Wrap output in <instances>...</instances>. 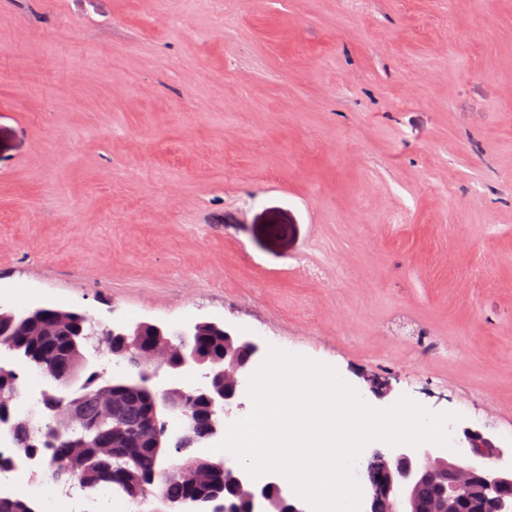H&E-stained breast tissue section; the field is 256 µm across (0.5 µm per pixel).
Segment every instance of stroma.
Listing matches in <instances>:
<instances>
[{"label":"stroma","instance_id":"stroma-1","mask_svg":"<svg viewBox=\"0 0 512 512\" xmlns=\"http://www.w3.org/2000/svg\"><path fill=\"white\" fill-rule=\"evenodd\" d=\"M0 307L213 321L458 413L459 461L512 437V0H0Z\"/></svg>","mask_w":512,"mask_h":512}]
</instances>
